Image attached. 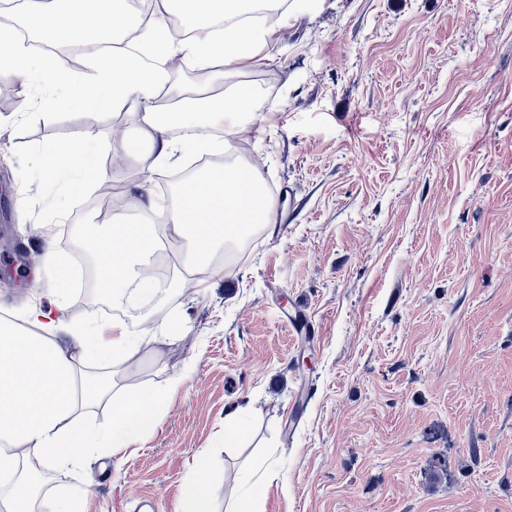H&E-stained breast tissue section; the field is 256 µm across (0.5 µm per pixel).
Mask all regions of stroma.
<instances>
[{
    "instance_id": "obj_1",
    "label": "stroma",
    "mask_w": 512,
    "mask_h": 512,
    "mask_svg": "<svg viewBox=\"0 0 512 512\" xmlns=\"http://www.w3.org/2000/svg\"><path fill=\"white\" fill-rule=\"evenodd\" d=\"M263 62L212 81L259 94L237 140L271 189H294L288 221L248 256L207 264L142 318L150 344L118 368L126 391L186 375L137 447L46 473L44 496L81 491L80 512H174L199 461L215 512L230 481L272 453L261 512H512V0H331L280 25ZM0 79V210L29 252L0 248V313L80 322L50 293L64 267L45 228L75 206L99 223L90 187L62 193L37 150L87 130L100 159L141 136L118 105L51 112ZM127 154L103 168L120 190L189 169ZM302 307L316 344L281 312ZM242 407L238 447L224 423Z\"/></svg>"
}]
</instances>
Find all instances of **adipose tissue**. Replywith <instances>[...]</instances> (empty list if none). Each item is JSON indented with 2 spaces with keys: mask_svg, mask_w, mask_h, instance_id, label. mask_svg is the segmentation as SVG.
I'll use <instances>...</instances> for the list:
<instances>
[{
  "mask_svg": "<svg viewBox=\"0 0 512 512\" xmlns=\"http://www.w3.org/2000/svg\"><path fill=\"white\" fill-rule=\"evenodd\" d=\"M250 0H162L163 17L147 26L124 50L105 58L90 74L63 73L50 60L39 61L13 48V32L0 28V77L29 78L39 71L32 99L49 111L60 100L90 106L112 99L141 115L147 128L143 138L128 140L125 149L150 159L158 168L174 154L188 150L230 149L231 141L251 121L246 88L231 85L224 105L162 112L156 99L168 67L177 57L194 59L204 74L217 66L236 69L262 60L273 28L240 23ZM21 14L27 28L64 38L71 43L107 42L135 24L131 0H94L92 12L74 8L73 0H54L50 11L24 0ZM180 18L185 37L173 35L166 18ZM97 141L93 134L38 151L43 172L50 177L68 172L81 186L96 169ZM134 224H103L96 232L98 252L114 261L101 270L113 301L157 295L160 288L144 268L161 248L153 226L162 222L184 238L188 249L182 271L210 260L215 250L237 244L248 225L270 223L273 205L260 195L250 172L242 166L208 169L184 189L177 204L153 198L137 201ZM22 325H0V473L8 475L0 493V512H33L41 472L77 470L96 453L116 454L135 445L150 432L162 406L184 385L181 376L169 380L164 391L138 393L117 389L114 380L95 387L83 371L84 362L101 367L119 365L139 344L128 326L116 322L69 325L50 312L32 308ZM110 403L112 425L87 426L82 411L95 403Z\"/></svg>",
  "mask_w": 512,
  "mask_h": 512,
  "instance_id": "1",
  "label": "adipose tissue"
}]
</instances>
